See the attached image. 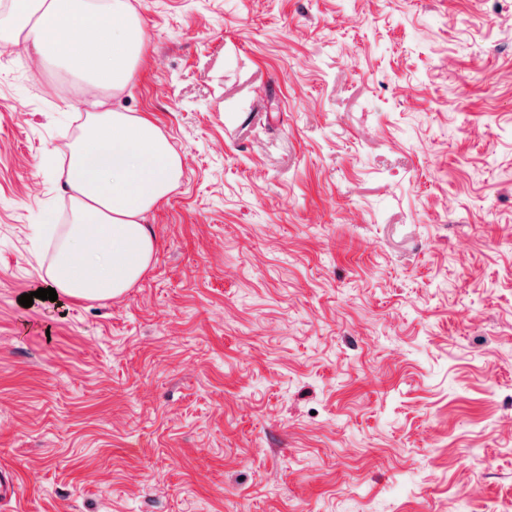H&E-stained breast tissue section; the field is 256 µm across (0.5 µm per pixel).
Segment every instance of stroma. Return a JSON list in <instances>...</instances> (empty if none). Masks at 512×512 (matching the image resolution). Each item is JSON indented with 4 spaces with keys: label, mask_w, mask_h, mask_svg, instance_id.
I'll return each instance as SVG.
<instances>
[{
    "label": "stroma",
    "mask_w": 512,
    "mask_h": 512,
    "mask_svg": "<svg viewBox=\"0 0 512 512\" xmlns=\"http://www.w3.org/2000/svg\"><path fill=\"white\" fill-rule=\"evenodd\" d=\"M102 92L0 34V512L512 502V0H129ZM183 174L147 274L35 298L98 106Z\"/></svg>",
    "instance_id": "obj_1"
}]
</instances>
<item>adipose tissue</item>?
<instances>
[{
	"mask_svg": "<svg viewBox=\"0 0 512 512\" xmlns=\"http://www.w3.org/2000/svg\"><path fill=\"white\" fill-rule=\"evenodd\" d=\"M0 27L13 45L64 59L101 90H122L144 47L128 0H13ZM69 155L59 177L71 222L58 234L50 285L67 299L121 297L152 264L147 217L178 186L182 159L152 121L114 109L87 113Z\"/></svg>",
	"mask_w": 512,
	"mask_h": 512,
	"instance_id": "1",
	"label": "adipose tissue"
}]
</instances>
